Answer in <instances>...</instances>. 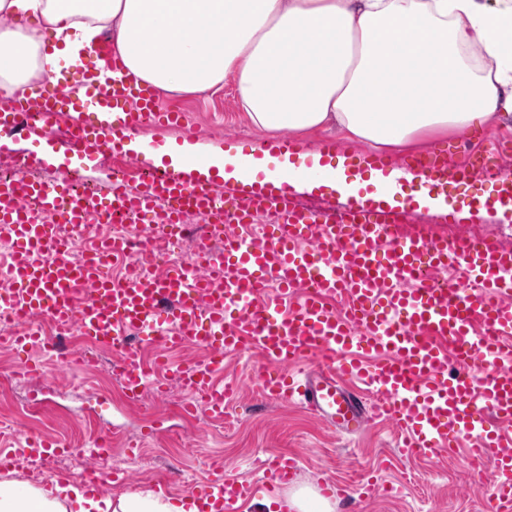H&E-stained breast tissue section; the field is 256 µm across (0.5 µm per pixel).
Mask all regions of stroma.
<instances>
[{
  "instance_id": "stroma-1",
  "label": "stroma",
  "mask_w": 512,
  "mask_h": 512,
  "mask_svg": "<svg viewBox=\"0 0 512 512\" xmlns=\"http://www.w3.org/2000/svg\"><path fill=\"white\" fill-rule=\"evenodd\" d=\"M159 100L164 106L179 104L188 115V125L142 128V135L152 136L155 143L173 138L247 153L271 140L269 134L250 125L240 111L233 78H226L216 91L179 97L163 93ZM510 139L512 129L494 124L425 142L417 150L440 157L450 155L463 162L470 147L483 151ZM49 151L61 155V162H47L45 154ZM120 162L140 173L151 166L149 160L132 151L100 153L91 158L66 154L58 128L48 137L34 134L17 141L0 140V169L7 171L19 165L45 181L75 171L85 186L101 190L114 164ZM421 188L416 181L404 184L397 198L400 209L409 211L413 225L444 237L476 234L489 241L512 243V215L503 220L491 212L447 225L441 215L419 209L414 197ZM23 357L22 351L0 349V435L20 420L36 435L71 444L79 420L88 423L89 435L111 433L112 460L127 477L116 482L110 473H103L97 490L103 497L158 487L179 496L214 466L223 467L229 477L250 482L255 492L269 493L275 485L266 479L263 464L273 456L289 453L299 456L293 483L317 487L322 495L333 499L336 512H482L493 492L488 484L473 486L474 471L468 456H408L398 429L383 420L373 418L359 432L340 434L300 403L264 398L248 380L254 360L248 353L226 359V373L241 380L242 391L227 404L223 420L203 417L191 423L178 410V394L132 405L118 392L103 391L102 378L81 367L63 371L46 360L40 374L22 375ZM155 420L161 421V431L148 439L140 452L128 453L127 441ZM58 460L59 468L46 470L41 459H29L17 466V476L47 484L63 473L68 481L83 482L79 448L72 445ZM165 460L176 464L181 476L162 485L158 478Z\"/></svg>"
}]
</instances>
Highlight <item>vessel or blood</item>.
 Instances as JSON below:
<instances>
[{
	"mask_svg": "<svg viewBox=\"0 0 512 512\" xmlns=\"http://www.w3.org/2000/svg\"><path fill=\"white\" fill-rule=\"evenodd\" d=\"M108 71L81 99L61 85L14 98L0 113V130L43 133L67 112L71 136L64 150L88 157L118 150L120 140L147 124L182 122V113L161 110L153 89L128 83L120 60ZM404 167L443 183L481 171L497 186L486 207L512 204V179L494 158L456 167L411 156ZM34 201L69 224L114 212L149 220L141 240L146 248L189 211L218 229L229 217L257 222L272 208L284 221L259 224L250 237H226L220 249L201 243L195 262L129 279L112 276L105 264L126 258L121 239L80 264L63 256L43 261L54 235L34 219ZM229 202L230 211L218 208L211 181L183 171L155 174L134 187L115 179L100 194L75 192L66 179L15 174L0 185V236L11 243L0 265V320L9 326L0 341L71 368L78 357L59 354L41 322L47 317L78 328L86 345L118 348L127 400L176 386L187 395L189 420L223 418L239 390L224 377V358L253 352L248 379L260 393L302 400L338 428L363 427L366 393L377 398L376 412L402 431L408 453L439 458L471 442L473 453L493 459L490 473L477 476L494 486L485 512H512V248L490 241L472 247L425 230L393 236L389 227L404 223L405 212L380 204L307 210L286 183L275 193L240 189ZM160 205L166 220L156 225L150 217ZM448 268L459 269L458 285L436 282L435 273ZM82 283L92 293L81 300ZM147 346H193L207 357L195 364L175 365L161 355L146 362L138 351ZM479 364L488 369L480 379L473 375ZM14 433L16 448L0 451L2 467L67 449L62 440L22 427ZM252 491L217 471L188 489L216 512H239L238 501H249Z\"/></svg>",
	"mask_w": 512,
	"mask_h": 512,
	"instance_id": "obj_1",
	"label": "vessel or blood"
}]
</instances>
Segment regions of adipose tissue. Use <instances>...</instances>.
I'll return each mask as SVG.
<instances>
[{"label": "adipose tissue", "mask_w": 512, "mask_h": 512, "mask_svg": "<svg viewBox=\"0 0 512 512\" xmlns=\"http://www.w3.org/2000/svg\"><path fill=\"white\" fill-rule=\"evenodd\" d=\"M136 82L204 93L234 77L249 122L279 134L339 131L372 150L512 122V0H0V97L83 66L102 35ZM129 150L202 175L299 192L325 185L358 197L359 180L309 155L322 180L287 160L139 137ZM257 512H332L298 487ZM0 512H201L189 495L151 489L118 498L83 487L0 479Z\"/></svg>", "instance_id": "adipose-tissue-1"}]
</instances>
